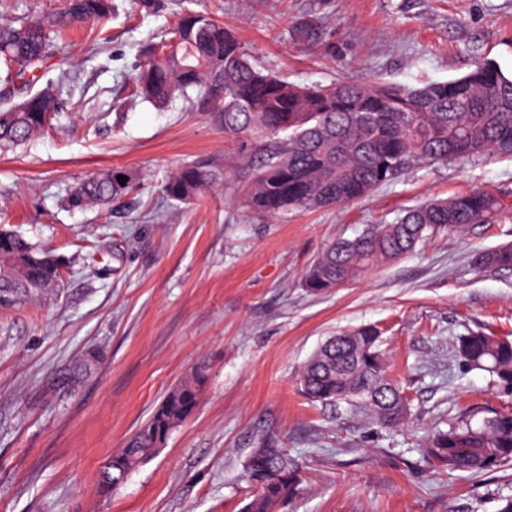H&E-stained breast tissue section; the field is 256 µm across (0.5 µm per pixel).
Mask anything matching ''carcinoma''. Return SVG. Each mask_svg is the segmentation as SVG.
<instances>
[{
	"label": "carcinoma",
	"mask_w": 512,
	"mask_h": 512,
	"mask_svg": "<svg viewBox=\"0 0 512 512\" xmlns=\"http://www.w3.org/2000/svg\"><path fill=\"white\" fill-rule=\"evenodd\" d=\"M115 0H65L58 10L0 20V85L30 86L46 62L63 54L62 33L86 23L103 25ZM135 95L165 109L178 101L210 113L224 133L241 141L240 165L249 171L239 203L253 213L278 217L301 208L317 210L354 202L416 164L512 157V72L482 60L464 76L421 86L339 80L300 85L257 66L234 32L192 9L180 14L160 42L147 46L135 76ZM53 83L0 108V148L43 133L59 113ZM231 165L222 156H200L175 169L161 192L191 205L227 187ZM123 175L127 180L120 181ZM137 182L128 169L94 173L71 189L76 209L112 208ZM501 204L474 190L433 200L392 224H372L357 237L329 245L304 274V286L320 293L417 250L427 240L491 224ZM481 267L512 269V247L482 252ZM65 262L9 229L0 237V309L42 298L57 288ZM356 348L321 344L303 365L299 385L308 400L358 405L375 424H402L410 403L388 377L381 331L368 324L353 332ZM456 353L470 368L486 371L495 385L512 390V341L483 332L458 340ZM203 374L194 372L164 396L148 419L111 457L99 476L115 489L152 458L170 433L196 408ZM423 455L451 472L481 474L512 464V412H494L475 425L462 418L428 438ZM252 490L244 512H280L299 493L302 478L283 448H255L244 463Z\"/></svg>",
	"instance_id": "1"
}]
</instances>
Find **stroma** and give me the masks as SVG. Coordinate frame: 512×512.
I'll return each instance as SVG.
<instances>
[{
	"instance_id": "obj_1",
	"label": "stroma",
	"mask_w": 512,
	"mask_h": 512,
	"mask_svg": "<svg viewBox=\"0 0 512 512\" xmlns=\"http://www.w3.org/2000/svg\"><path fill=\"white\" fill-rule=\"evenodd\" d=\"M103 30H70L49 78L65 106L41 135L0 151V225L69 268L48 296L0 312V512H240L252 449H287L303 483L282 512H497L512 467L474 476L424 461L418 446L459 416L512 410V392L464 372L457 337H512V270L478 268L512 245V158L418 165L362 200L268 219L224 193L186 206L162 179L237 144L190 105L130 98L141 46L182 7L234 29L256 63L301 83L344 78L416 85L490 59L512 71V0H165L140 16L117 0ZM312 24L311 41L296 28ZM103 168L137 172L124 209L66 203ZM475 188L504 203L495 223L432 240L325 293L303 273L333 241L404 209ZM375 324L392 378L410 381L397 428L322 405L297 379L325 337ZM93 358L90 371L72 368ZM204 370L194 412L153 458L102 492L98 473L167 392Z\"/></svg>"
}]
</instances>
